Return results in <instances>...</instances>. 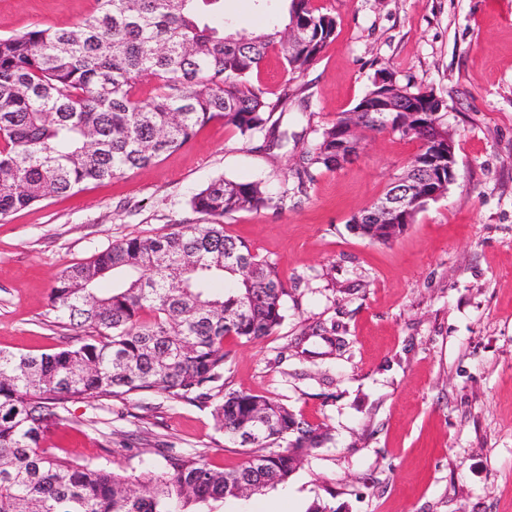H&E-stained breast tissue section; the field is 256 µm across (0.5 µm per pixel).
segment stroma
I'll list each match as a JSON object with an SVG mask.
<instances>
[{
  "label": "stroma",
  "instance_id": "35a3bbf8",
  "mask_svg": "<svg viewBox=\"0 0 512 512\" xmlns=\"http://www.w3.org/2000/svg\"><path fill=\"white\" fill-rule=\"evenodd\" d=\"M336 36L304 73L280 55L268 89L309 87L310 115L277 159L249 150L223 121L158 162L0 221V350L50 353L74 331L49 305L65 267L112 243L163 235L191 218L212 178L263 180L279 192L294 154L351 110L378 69L445 103L456 181L390 244L360 237L351 216L373 204L418 152L417 140L368 133L358 153L321 172L279 210L226 218L227 233L274 263L288 294L276 332L226 340L224 387L271 398L324 427L288 484L255 512H512V0H317ZM95 0H0V36L37 24L77 27ZM236 29L282 23L280 0H224ZM335 328L346 342L323 338ZM47 445L79 462L111 459L139 474L148 448L201 453L217 468L245 461L211 408L162 393L69 405Z\"/></svg>",
  "mask_w": 512,
  "mask_h": 512
}]
</instances>
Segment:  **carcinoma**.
I'll return each instance as SVG.
<instances>
[{
	"label": "carcinoma",
	"mask_w": 512,
	"mask_h": 512,
	"mask_svg": "<svg viewBox=\"0 0 512 512\" xmlns=\"http://www.w3.org/2000/svg\"><path fill=\"white\" fill-rule=\"evenodd\" d=\"M80 29L40 27L0 37V220L52 197L123 175L183 147L196 130L222 120L252 150L288 142L275 113L300 103L304 90L277 91L252 80L272 52L302 74L334 38V16L315 0H283L284 25L249 33L208 12L222 0H95ZM308 29L288 44L293 23ZM387 68L354 110L385 98L386 112L364 113L369 131L391 129L420 142V152L387 193L418 179L401 224H373L364 208L356 234L389 244L448 180L429 158L448 152L437 123L443 100L410 82L390 85ZM149 76L153 91L139 85ZM353 110L322 128L290 167L293 193L336 168ZM261 180L222 176L189 199L204 223L182 221L157 236H134L70 265L57 276L51 306L80 331L52 353L0 351V512H189L195 505L241 499L286 483L327 433L265 396L228 391L213 403L217 427L246 449L232 470L199 453L157 448L135 479L108 464H81L41 446L67 420L69 403L159 391L207 402L224 378V341L269 336L284 320L288 295L271 262L224 231V219L279 208Z\"/></svg>",
	"instance_id": "1"
}]
</instances>
